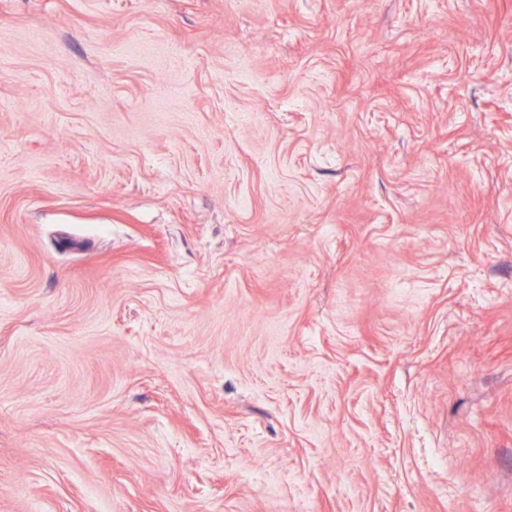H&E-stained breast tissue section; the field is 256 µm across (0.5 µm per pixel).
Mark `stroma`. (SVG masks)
<instances>
[{"instance_id":"obj_1","label":"stroma","mask_w":512,"mask_h":512,"mask_svg":"<svg viewBox=\"0 0 512 512\" xmlns=\"http://www.w3.org/2000/svg\"><path fill=\"white\" fill-rule=\"evenodd\" d=\"M0 512H512V0H0Z\"/></svg>"}]
</instances>
